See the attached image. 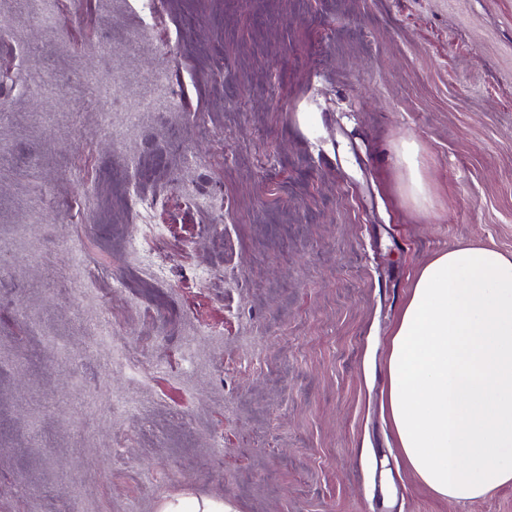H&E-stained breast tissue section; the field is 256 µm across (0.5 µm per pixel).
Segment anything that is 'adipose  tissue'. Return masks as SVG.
Segmentation results:
<instances>
[{
    "label": "adipose tissue",
    "mask_w": 512,
    "mask_h": 512,
    "mask_svg": "<svg viewBox=\"0 0 512 512\" xmlns=\"http://www.w3.org/2000/svg\"><path fill=\"white\" fill-rule=\"evenodd\" d=\"M388 376L398 446L430 489L460 503L512 484V257L466 246L428 263Z\"/></svg>",
    "instance_id": "adipose-tissue-1"
}]
</instances>
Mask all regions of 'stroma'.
<instances>
[{"label":"stroma","mask_w":512,"mask_h":512,"mask_svg":"<svg viewBox=\"0 0 512 512\" xmlns=\"http://www.w3.org/2000/svg\"><path fill=\"white\" fill-rule=\"evenodd\" d=\"M0 22V512H512L435 494L384 410L420 270L512 256V0H160L136 44L135 0ZM161 512H236L233 506L223 498H203L180 496L167 500Z\"/></svg>","instance_id":"1"}]
</instances>
